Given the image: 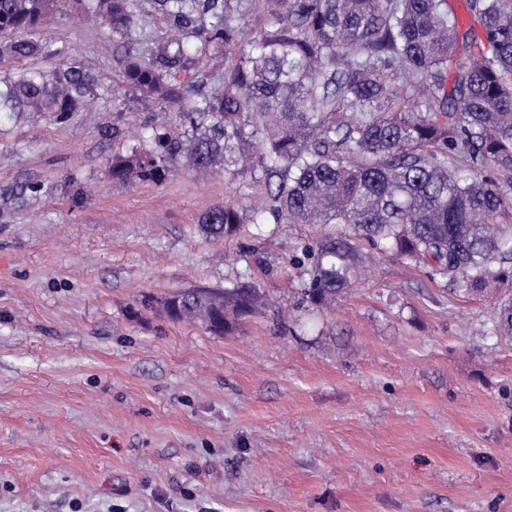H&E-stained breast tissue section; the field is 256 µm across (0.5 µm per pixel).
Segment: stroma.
Instances as JSON below:
<instances>
[{
	"mask_svg": "<svg viewBox=\"0 0 512 512\" xmlns=\"http://www.w3.org/2000/svg\"><path fill=\"white\" fill-rule=\"evenodd\" d=\"M260 34L268 0H218ZM52 55L112 100L64 124L0 112V512H512V339L475 296L354 240L368 268L309 311L296 258L342 224L270 220L214 241L206 211L273 208L264 175L121 185L112 157L178 134L123 83L125 46L66 0ZM40 181L26 202L2 194ZM249 281L262 308L230 334L140 304Z\"/></svg>",
	"mask_w": 512,
	"mask_h": 512,
	"instance_id": "1",
	"label": "stroma"
}]
</instances>
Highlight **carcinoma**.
Segmentation results:
<instances>
[{
    "instance_id": "obj_1",
    "label": "carcinoma",
    "mask_w": 512,
    "mask_h": 512,
    "mask_svg": "<svg viewBox=\"0 0 512 512\" xmlns=\"http://www.w3.org/2000/svg\"><path fill=\"white\" fill-rule=\"evenodd\" d=\"M155 2L169 34L148 54H130L124 82L176 113L192 135L151 129L149 148L112 158L113 182H162L183 155L206 175L260 170L278 178L272 215L285 212L290 224H346L468 292L501 278L497 267L512 262V0H465L478 30L464 27L447 0H274L281 21L248 40L217 0ZM61 4L0 0V62L48 55L44 21ZM84 9L112 39L140 40L139 0H87ZM192 38L243 45L208 96L177 80ZM99 99L92 75L73 62L22 73L0 92V112H52L66 123ZM266 221L263 211L226 202L199 227L216 240ZM302 253L312 260L302 294L320 309L356 276L355 248L324 237ZM259 303L245 281L141 298L144 308L215 336L233 332ZM492 333L512 335L511 297Z\"/></svg>"
}]
</instances>
